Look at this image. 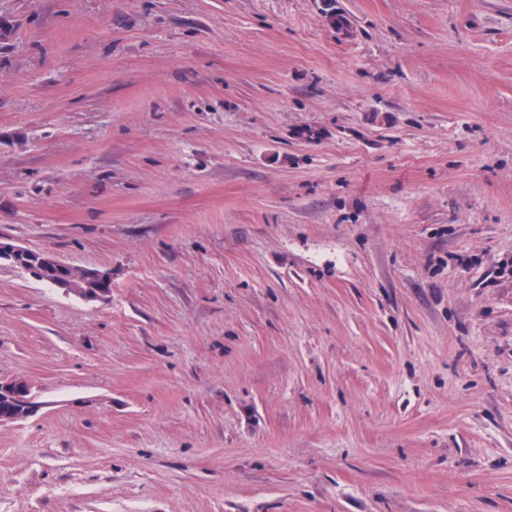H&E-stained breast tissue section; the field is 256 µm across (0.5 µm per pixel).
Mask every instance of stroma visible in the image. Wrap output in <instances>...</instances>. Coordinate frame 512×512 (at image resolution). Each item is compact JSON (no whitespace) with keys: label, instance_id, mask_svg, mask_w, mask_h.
I'll list each match as a JSON object with an SVG mask.
<instances>
[{"label":"stroma","instance_id":"35a3bbf8","mask_svg":"<svg viewBox=\"0 0 512 512\" xmlns=\"http://www.w3.org/2000/svg\"><path fill=\"white\" fill-rule=\"evenodd\" d=\"M0 0V512H512V0ZM7 263L31 277L41 280L40 275L46 266L72 269L61 262L53 254L44 251H34L13 242L11 239L0 236V263ZM40 395L34 390L31 381L25 378H0V401L8 406L0 409V426L7 423L24 421L36 412L43 404Z\"/></svg>","mask_w":512,"mask_h":512}]
</instances>
